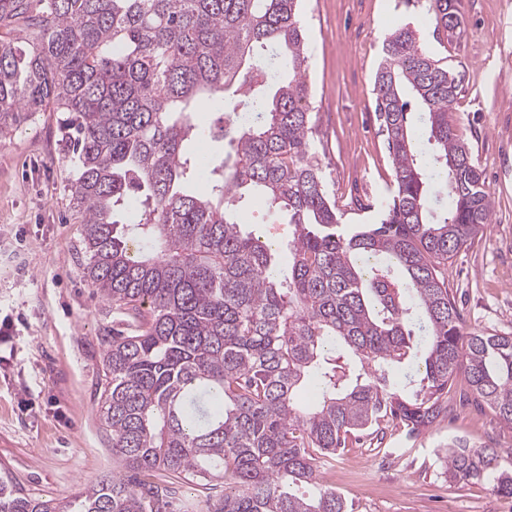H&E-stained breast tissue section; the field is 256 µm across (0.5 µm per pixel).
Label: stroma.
I'll return each mask as SVG.
<instances>
[{"label": "stroma", "instance_id": "1", "mask_svg": "<svg viewBox=\"0 0 512 512\" xmlns=\"http://www.w3.org/2000/svg\"><path fill=\"white\" fill-rule=\"evenodd\" d=\"M459 26L435 32L430 0H303L307 80L317 122L312 143L345 230L375 222L394 181L375 110L380 48L410 26L447 60L462 91L452 114L494 201L492 220L448 261V288L468 330L512 332V0H454ZM56 112H27L0 140V471L35 498H64L117 465L97 412L100 336L112 306L82 274L80 218L69 191L73 162L59 144ZM512 448V429L473 398L407 437L381 422L379 436L349 439L321 467L353 512H512L483 482L448 483L443 452L456 439Z\"/></svg>", "mask_w": 512, "mask_h": 512}]
</instances>
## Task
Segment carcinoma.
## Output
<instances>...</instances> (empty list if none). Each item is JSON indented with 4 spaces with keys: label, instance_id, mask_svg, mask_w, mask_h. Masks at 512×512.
<instances>
[{
    "label": "carcinoma",
    "instance_id": "obj_1",
    "mask_svg": "<svg viewBox=\"0 0 512 512\" xmlns=\"http://www.w3.org/2000/svg\"><path fill=\"white\" fill-rule=\"evenodd\" d=\"M301 2L0 0V137L24 112L68 113L83 276L122 324L100 337L98 401L122 475L63 499L7 477L0 512H170L184 482L203 512H349L317 463L382 419L433 424L459 379L512 428V334L467 330L447 285L448 259L493 214L454 130L460 78L414 29L387 34L373 87L394 187L378 222L345 234L312 148ZM431 12L437 30L458 27L453 0ZM413 103L430 155L409 135ZM211 105L246 118L224 127L235 158L199 190L190 148ZM252 198L294 226L284 278L246 231ZM420 351V377L397 386ZM506 454L457 444L444 475L512 498Z\"/></svg>",
    "mask_w": 512,
    "mask_h": 512
}]
</instances>
